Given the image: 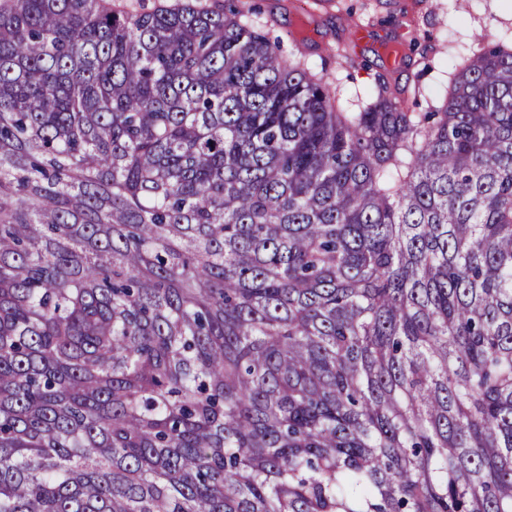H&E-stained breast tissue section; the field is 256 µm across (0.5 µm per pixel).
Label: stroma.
<instances>
[{"label":"stroma","instance_id":"1","mask_svg":"<svg viewBox=\"0 0 512 512\" xmlns=\"http://www.w3.org/2000/svg\"><path fill=\"white\" fill-rule=\"evenodd\" d=\"M364 38L358 60L348 69L336 62V35L347 25L334 0H240L259 12L271 36L285 46H299L306 61L340 78L348 101L375 95L378 76L399 88H418L406 106L438 103L448 92V78L477 49L478 34L512 40V0H443L441 5L415 0H355Z\"/></svg>","mask_w":512,"mask_h":512}]
</instances>
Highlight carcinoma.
I'll list each match as a JSON object with an SVG mask.
<instances>
[{
	"instance_id": "1",
	"label": "carcinoma",
	"mask_w": 512,
	"mask_h": 512,
	"mask_svg": "<svg viewBox=\"0 0 512 512\" xmlns=\"http://www.w3.org/2000/svg\"><path fill=\"white\" fill-rule=\"evenodd\" d=\"M480 45L350 111L237 8L0 0V512H512Z\"/></svg>"
}]
</instances>
